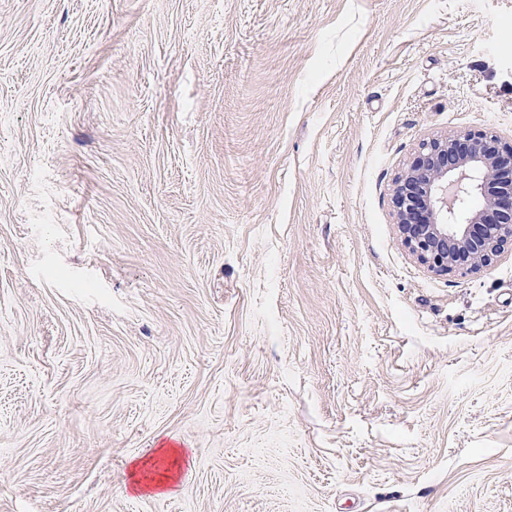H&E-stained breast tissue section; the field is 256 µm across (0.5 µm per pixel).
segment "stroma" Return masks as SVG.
Instances as JSON below:
<instances>
[{"mask_svg":"<svg viewBox=\"0 0 512 512\" xmlns=\"http://www.w3.org/2000/svg\"><path fill=\"white\" fill-rule=\"evenodd\" d=\"M478 129L512 0H0V512H512V251L390 202Z\"/></svg>","mask_w":512,"mask_h":512,"instance_id":"obj_1","label":"stroma"}]
</instances>
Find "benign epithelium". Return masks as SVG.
I'll use <instances>...</instances> for the list:
<instances>
[{
    "label": "benign epithelium",
    "mask_w": 512,
    "mask_h": 512,
    "mask_svg": "<svg viewBox=\"0 0 512 512\" xmlns=\"http://www.w3.org/2000/svg\"><path fill=\"white\" fill-rule=\"evenodd\" d=\"M391 204L419 263L475 273L512 245V147L490 130L432 137L395 177Z\"/></svg>",
    "instance_id": "7a95c632"
}]
</instances>
